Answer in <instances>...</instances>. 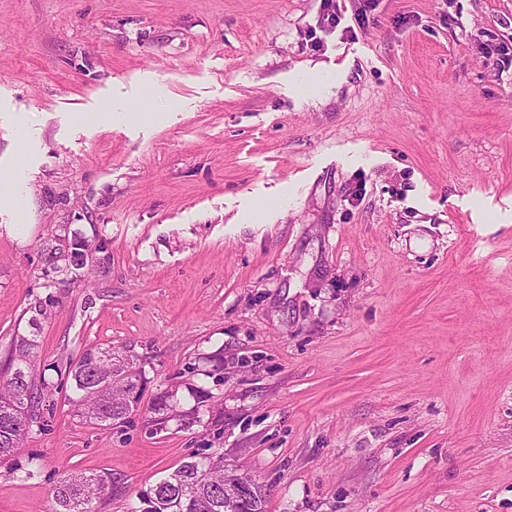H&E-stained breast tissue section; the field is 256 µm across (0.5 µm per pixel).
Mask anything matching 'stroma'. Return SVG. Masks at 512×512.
Instances as JSON below:
<instances>
[{
	"mask_svg": "<svg viewBox=\"0 0 512 512\" xmlns=\"http://www.w3.org/2000/svg\"><path fill=\"white\" fill-rule=\"evenodd\" d=\"M339 4L327 31L322 0H0V363L38 337L56 383L0 512L80 472L130 512L213 451L266 512H512V0ZM317 64L340 86L298 101ZM60 234L100 250L53 288ZM95 347L145 370L117 429L62 374ZM173 387L201 422L152 432Z\"/></svg>",
	"mask_w": 512,
	"mask_h": 512,
	"instance_id": "35a3bbf8",
	"label": "stroma"
}]
</instances>
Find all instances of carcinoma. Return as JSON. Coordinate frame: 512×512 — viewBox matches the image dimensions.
<instances>
[{"instance_id": "obj_1", "label": "carcinoma", "mask_w": 512, "mask_h": 512, "mask_svg": "<svg viewBox=\"0 0 512 512\" xmlns=\"http://www.w3.org/2000/svg\"><path fill=\"white\" fill-rule=\"evenodd\" d=\"M88 243L62 235L44 249L45 261L56 273L83 268L88 261ZM38 348L35 336H17L0 377V459L21 447L33 424L42 419L46 398L55 383L33 370ZM72 378L71 398L77 416L101 427L121 425L138 408L144 392V370L133 356L112 348L88 349L66 366ZM172 394L155 396L151 420L161 431L171 420L189 427L199 422L197 411H179L170 404ZM119 481L98 473L73 475L54 487L55 512H93V503L112 496ZM259 491L242 504L224 502V457L191 456L168 476L160 479L142 498L143 512H264L267 493Z\"/></svg>"}]
</instances>
